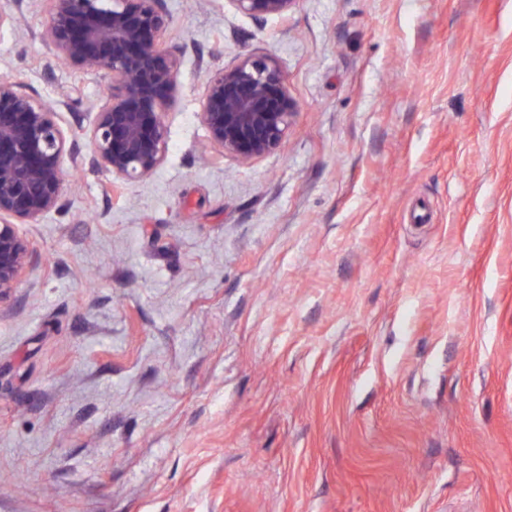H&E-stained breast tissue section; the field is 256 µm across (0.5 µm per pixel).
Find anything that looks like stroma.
I'll return each instance as SVG.
<instances>
[{"instance_id": "1", "label": "stroma", "mask_w": 512, "mask_h": 512, "mask_svg": "<svg viewBox=\"0 0 512 512\" xmlns=\"http://www.w3.org/2000/svg\"><path fill=\"white\" fill-rule=\"evenodd\" d=\"M168 149L85 161L21 225L0 302V512H512V0H167ZM51 0H0V77L91 123ZM278 59L298 103L250 165L207 70ZM231 8L238 14L257 22L270 18L288 16L298 0H227Z\"/></svg>"}]
</instances>
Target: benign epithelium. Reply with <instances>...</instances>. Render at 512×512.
Returning a JSON list of instances; mask_svg holds the SVG:
<instances>
[{
    "label": "benign epithelium",
    "instance_id": "benign-epithelium-1",
    "mask_svg": "<svg viewBox=\"0 0 512 512\" xmlns=\"http://www.w3.org/2000/svg\"><path fill=\"white\" fill-rule=\"evenodd\" d=\"M257 22L282 18L298 0H227ZM166 0H52L41 33L57 63L104 82L109 90L91 125L80 113L65 122L61 93L52 106L18 82L0 77V302L31 270L33 245L18 230L65 207L63 186L78 165L85 137L93 166L139 181L164 162L165 115L180 94V58L164 46ZM298 105L278 60L249 53L206 72L198 118L208 143L243 164L274 152Z\"/></svg>",
    "mask_w": 512,
    "mask_h": 512
}]
</instances>
